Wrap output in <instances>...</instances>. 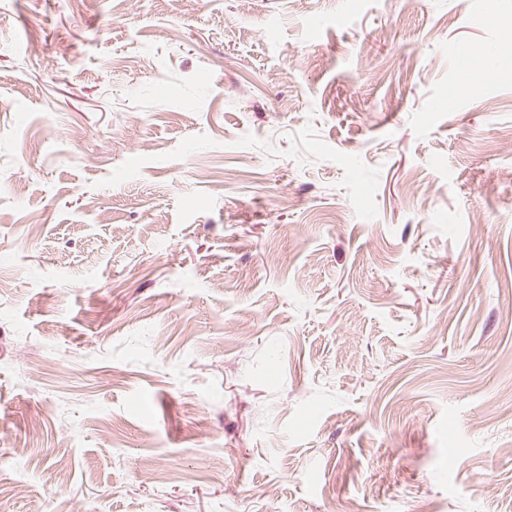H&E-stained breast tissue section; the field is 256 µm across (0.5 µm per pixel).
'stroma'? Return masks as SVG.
<instances>
[{"mask_svg": "<svg viewBox=\"0 0 512 512\" xmlns=\"http://www.w3.org/2000/svg\"><path fill=\"white\" fill-rule=\"evenodd\" d=\"M510 28L0 0V512H512Z\"/></svg>", "mask_w": 512, "mask_h": 512, "instance_id": "stroma-1", "label": "stroma"}]
</instances>
